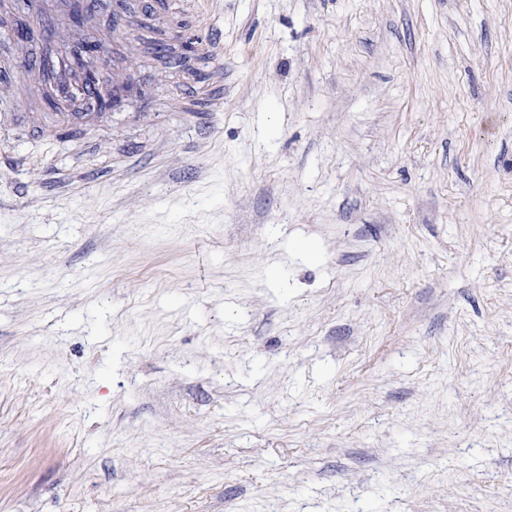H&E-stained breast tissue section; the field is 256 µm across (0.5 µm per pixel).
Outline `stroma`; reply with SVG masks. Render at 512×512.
Segmentation results:
<instances>
[{"label":"stroma","mask_w":512,"mask_h":512,"mask_svg":"<svg viewBox=\"0 0 512 512\" xmlns=\"http://www.w3.org/2000/svg\"><path fill=\"white\" fill-rule=\"evenodd\" d=\"M112 2L68 130L0 7V512H512V0ZM108 42L105 39H94L78 48L80 60L84 67H79L82 77L90 82H100L110 70ZM125 89L126 85L124 83L116 82V84L112 86V95L109 93H100L98 95L99 85L97 83H90L86 88H84L83 94L78 100L91 102L98 95L96 101L97 112H99L100 116H104L113 108L112 98L114 99L115 103L119 102Z\"/></svg>","instance_id":"stroma-1"}]
</instances>
